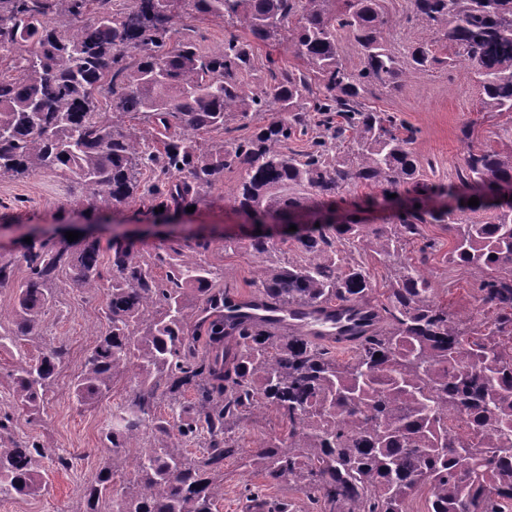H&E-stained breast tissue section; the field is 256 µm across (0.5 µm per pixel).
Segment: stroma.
<instances>
[{
  "instance_id": "1",
  "label": "stroma",
  "mask_w": 512,
  "mask_h": 512,
  "mask_svg": "<svg viewBox=\"0 0 512 512\" xmlns=\"http://www.w3.org/2000/svg\"><path fill=\"white\" fill-rule=\"evenodd\" d=\"M178 32L189 34L199 49L213 51L224 43L223 21L185 15L177 19ZM368 105L399 114L418 131L414 148L419 155L421 180L429 186H456L457 171L465 152L459 140L463 125H471L474 142L505 148L512 144V113L483 111L480 89L464 61L452 68H438L428 74L404 81L398 89L376 87L367 93ZM242 178L241 171L225 172L205 200L196 202L194 212L172 207L163 212L150 211L146 204L132 201L121 206L84 197L69 182L45 172L16 180L0 181V254L20 261L26 238L56 244L66 232L93 230L100 242H108L114 227H121L138 248L147 253H163L179 243L185 254L196 255L217 269L216 287L235 296H249L257 290L269 263L287 265L297 253L286 244L282 229H268L271 252L255 256L249 246L256 227L235 210L231 193ZM379 190L361 186L337 198L336 211L359 212L364 223L388 225L396 213L376 210L372 200ZM426 239L436 247L427 266L438 300L450 311L471 317L473 321L491 320L492 314L475 301L478 275L470 267L450 258L453 233L444 224L423 228ZM104 294L76 287L70 281L59 282L55 300L42 317L37 336L22 346L0 348V403L13 393V372L26 360L37 357L44 344L65 345L69 358L63 365L58 384L44 402L40 419L28 423L19 414V434L37 438L45 448L39 461L44 488L25 498L0 500V512H85L83 488L102 467L110 465L112 455L104 446L103 431L112 413L123 404L131 390L127 380L117 382L98 403L81 405L72 397L71 380L80 372L85 354L107 328ZM286 429L273 410L265 409L249 416L233 433L241 452L224 464V497L217 512H244L251 503L250 490H258L269 505L288 501L291 512H319L317 505L293 488L265 480L251 465L249 452L273 438H284Z\"/></svg>"
}]
</instances>
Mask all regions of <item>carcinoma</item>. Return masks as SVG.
Here are the masks:
<instances>
[{"label": "carcinoma", "mask_w": 512, "mask_h": 512, "mask_svg": "<svg viewBox=\"0 0 512 512\" xmlns=\"http://www.w3.org/2000/svg\"><path fill=\"white\" fill-rule=\"evenodd\" d=\"M110 0H0V43L11 53L0 72V180L50 172L93 199L116 204L148 195L152 207L179 205L189 193L203 199L240 169L238 208L262 224L290 226L296 212L311 229L296 235L299 259L266 267L259 292L281 308L367 305L371 328L339 360L301 331L224 317L231 297L214 290L218 273L176 247L153 256L169 266L156 277L136 245L112 236L97 241L41 242L22 254L27 274L15 314L0 328V347L37 335L42 311L64 274L82 288H101L102 255L112 265L106 288L109 329L88 351L71 382L81 405L125 378L133 383L112 413L103 442L112 461H131L127 485L112 512H215L224 496V461L240 448L231 433L253 410L272 408L287 438L260 445L253 461L271 482L303 493L320 512H410L414 496L429 494L428 512H512V201L495 194L512 185V149L466 145L458 173L469 196L459 213L427 205L414 150L417 130L391 112L363 102L374 87L394 89L445 63L436 46L451 47L477 79L486 112H512V0H412L410 14L390 16L382 0H133L124 10ZM191 10L242 28L261 42H286L304 68L271 59L269 82L254 88L253 45L231 33L208 54L174 21ZM422 25L430 44L402 60L386 33ZM352 34L362 67L349 70L337 53L338 32ZM134 62H128V58ZM112 94V111H96ZM259 112L268 122L250 138L231 136L232 121ZM137 116L145 128L125 124ZM319 129L308 150H288L298 131ZM164 130L156 141L150 131ZM222 130L219 142L207 134ZM172 176L150 189L146 171ZM359 185L386 195L413 192L389 229L354 219L338 223L332 205ZM479 205H468L469 198ZM494 210L480 223L468 213ZM450 224L453 261L481 273L475 300L493 313L489 326L436 300L425 276L435 249L428 240L416 259L404 246L423 238L422 225ZM370 249L394 271L386 299H372L369 271L346 261V251ZM201 297L193 308L191 296ZM211 357L195 359L197 338ZM67 352L51 345L14 373L16 402L28 421L57 385ZM165 404L179 410L169 420ZM15 406H0V498L42 490L44 446L16 435ZM148 433L157 444L141 446ZM204 444L199 458L187 445ZM113 470L101 468L84 488L86 512H98L112 493Z\"/></svg>", "instance_id": "carcinoma-1"}]
</instances>
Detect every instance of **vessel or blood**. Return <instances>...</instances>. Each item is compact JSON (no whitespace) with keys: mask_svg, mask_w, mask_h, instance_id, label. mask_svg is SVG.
Masks as SVG:
<instances>
[{"mask_svg":"<svg viewBox=\"0 0 512 512\" xmlns=\"http://www.w3.org/2000/svg\"><path fill=\"white\" fill-rule=\"evenodd\" d=\"M365 313L364 307L349 311L342 307H330L321 312L319 319L300 312H283L269 305L260 295L240 299L238 307L232 311L233 319L244 322L267 323L284 328H298L311 337L322 340H340L348 343L358 328Z\"/></svg>","mask_w":512,"mask_h":512,"instance_id":"obj_1","label":"vessel or blood"}]
</instances>
